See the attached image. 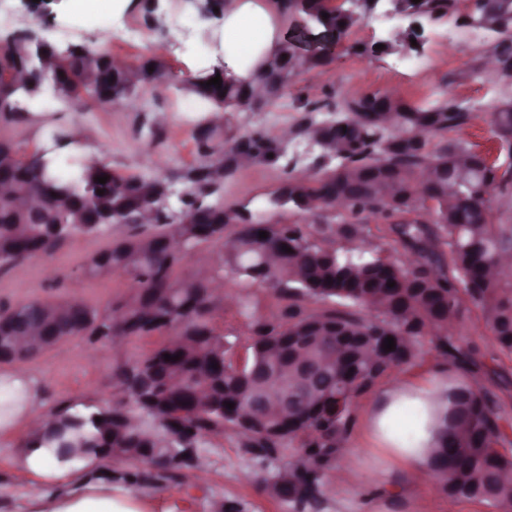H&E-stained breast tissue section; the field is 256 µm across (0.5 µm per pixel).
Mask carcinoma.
I'll use <instances>...</instances> for the list:
<instances>
[{
	"instance_id": "cac0c4a2",
	"label": "carcinoma",
	"mask_w": 512,
	"mask_h": 512,
	"mask_svg": "<svg viewBox=\"0 0 512 512\" xmlns=\"http://www.w3.org/2000/svg\"><path fill=\"white\" fill-rule=\"evenodd\" d=\"M458 0H420L425 16L439 19L455 13ZM504 10H480L477 18L493 28L498 36L493 55L512 63V0H504ZM285 10L297 8L317 19L328 14L326 22L341 37L357 25L344 5L332 0H284ZM25 40L29 56L12 52L0 55V112L26 111L25 100L32 99L48 86L54 96L66 102L102 101L91 88L89 71H95L115 90L111 101H125L140 88L165 77V63L154 55L136 66L139 78L128 81L112 72L104 54L93 46H69L29 39V32L15 31L6 42ZM321 58L301 60L281 70L273 81L264 82L263 105L279 96L288 79L299 67L314 68ZM19 68L30 79L21 85L13 75ZM209 70L195 76L186 87L212 105L218 114L254 108L241 97L249 82L224 81L221 88L206 87L216 77ZM381 112H364L371 105L365 94L346 104L342 117L319 122L312 120L300 134L308 137L313 129L325 135L321 150L338 160L336 167L323 175L287 179L291 190L288 203L305 213L325 211L340 195H347L346 213L335 224H266L263 218L248 214L245 224L231 240L227 256L212 267L216 275L231 279L243 289L238 302L249 312L246 289L266 285L291 300L279 315L251 321L250 355L242 362L228 356L230 343L214 332L215 308L207 303L203 285L189 274L179 280L173 272L184 267L201 242L224 243L230 214L241 209L208 201L219 186L211 178L220 166L224 176L255 163L278 161L282 143L260 132L246 137L245 160L237 157L233 143L219 156L205 141L200 143L205 161L194 169V189L182 205L193 201L215 213H224L220 224H185L167 213L162 216L165 231L114 242L99 252L85 268L90 279L120 274L130 281L131 293L125 301L130 325L112 320V307L103 310L87 305L52 306L41 300L15 307L13 318L35 316L65 329V337L87 336L90 342L115 343L124 339L169 331L184 332V347L178 352L162 344L149 353L128 361L119 378L125 399L107 409L88 410L76 403L61 405L44 419L41 429L27 435L24 448H48L62 462L75 458H95L128 466L121 477L132 485L158 483L173 477L186 480L198 467V452L185 453V447L169 439L166 415L193 404L197 390L215 392L210 405L188 418L194 448L224 430H237L236 418L224 414V389L237 387L241 406H250L252 392L269 388V380L283 366L274 351L280 341L304 334L306 328L321 325L331 331L320 337H307L310 359L319 362L331 354L368 343L370 334L381 328L395 332L394 350L385 359L371 363L353 356V371L338 368L323 377L325 385L336 391L342 402L336 421L325 425L318 416H308L294 432L266 436L257 432L240 436L243 453L263 467L258 476L272 494L291 505L293 512L315 509L325 500L330 477L344 455V442L353 421L355 405L374 391L392 372L414 363L420 340H428L447 367L465 378L454 384L451 407L444 416V429L436 448L431 450L430 467L439 489L451 498L465 499L492 507V501L512 503V486L499 488L490 482L495 469L512 472V420L501 410L496 395L481 380L496 375L494 367L476 356L475 348L459 343L455 334L437 324L440 316L461 321L469 307L477 309L499 350L512 356V274L499 278H478L482 266L492 263L503 251L512 248V222L503 220L512 207V164L507 168L491 162L463 141H449L429 148L427 136L464 124L467 109L453 99L427 105H412L399 98L382 100ZM512 128V103L505 102L494 112L493 129ZM71 169L61 173L54 158L45 155L29 161L14 158L6 173L34 187L52 185L50 197L56 224L26 225V234L16 233L19 216L10 203L0 198V267L22 259L50 254L76 234L99 235L108 224L123 216L129 194H139L146 203L153 198L161 179L112 175L100 184V171L84 163V157L71 159ZM103 194H98V191ZM364 214L394 219L391 232L395 242L421 259V268L410 269L387 258L366 255L354 246L363 236ZM413 214L399 220L395 215ZM267 238H259V232ZM291 251L282 250V246ZM395 286L389 287L387 283ZM331 302L341 308L310 311L306 301ZM366 310L372 318L359 312ZM179 356L167 361L164 355ZM176 366L185 376L184 389L149 405L138 396L145 376L157 365ZM101 421H96V418Z\"/></svg>"
}]
</instances>
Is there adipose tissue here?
<instances>
[{
	"label": "adipose tissue",
	"mask_w": 512,
	"mask_h": 512,
	"mask_svg": "<svg viewBox=\"0 0 512 512\" xmlns=\"http://www.w3.org/2000/svg\"><path fill=\"white\" fill-rule=\"evenodd\" d=\"M278 15L271 0H230L223 17V53L218 60L227 77L247 79L279 54ZM448 379L415 376L379 389L367 423L371 438L398 470L430 474V451L440 437L449 404ZM34 512H131L115 502L111 487L86 486L64 499L35 502Z\"/></svg>",
	"instance_id": "ef3b65f1"
}]
</instances>
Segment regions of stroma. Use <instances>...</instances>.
I'll return each mask as SVG.
<instances>
[{"mask_svg":"<svg viewBox=\"0 0 512 512\" xmlns=\"http://www.w3.org/2000/svg\"><path fill=\"white\" fill-rule=\"evenodd\" d=\"M408 24L407 18L388 16L379 9L365 14L361 25L336 41L322 27L305 24L299 16L292 14L281 21L282 40L293 42L300 55L330 42L335 43L336 50L323 57L320 66L297 70L277 99L253 111L225 113L212 137L215 149L253 132L277 140L287 130L291 137L277 162L237 170L216 192V199L254 211L266 210L268 221L275 224L332 222V214L303 213L288 206L273 208L269 201L288 175L322 173L336 165L313 144H307L306 155L295 152L299 144H306L299 128L310 119L326 118L325 113H312V105L344 104L374 92H391L409 103L454 98L467 108L468 121L433 134L430 145L461 140L499 165L512 164V156L492 132L496 107L512 100V78L489 70L496 35L486 31L480 41H473L475 24L458 13L425 21L424 40L418 49L377 56L355 52V44H373ZM20 29L34 30L62 48L88 44L132 63L162 54L166 78L146 85L130 100L93 102L78 112L69 103L53 99L47 89L44 103L30 105L27 112L18 115L0 114V139L17 144L21 157L28 158L50 146L51 130L78 135L93 128L96 135L81 145V152L98 155L118 175L161 178L172 190L171 209H179L181 195L191 188L187 176L202 160L197 137L211 117L209 104L184 90L183 85L208 68L212 56L221 50L220 26L202 22L190 0H123L119 9L107 7L94 13L77 12L73 0H51L42 6L0 0V39ZM129 29L141 31V38L121 40L120 32ZM150 127L155 128L156 137H146ZM154 231L151 225L116 224L98 236H73L52 256L37 255L0 269V311L34 299H77L100 308L124 302L130 292L125 276L92 280L86 276L85 267L113 242ZM224 292L227 300L223 310L215 313L213 323L231 343L232 357L241 359L251 343V317L278 315L289 300L265 286H253L252 314L247 317L237 304V286L225 283ZM457 334L462 343L474 345L478 355L496 354V368L508 381L499 395L505 411L512 415V357L498 353L478 312L463 320ZM165 339L162 333L132 337L116 349L109 343H89L84 336L71 337L35 358L0 364V375H26L37 389L39 410L44 415L67 401L105 408L123 396L116 378L123 364L154 350ZM364 406V401H357L344 444L353 471L344 479L332 476L336 489L323 502L321 512H487L480 504L448 497L432 478L415 481L392 469L364 433ZM25 433L24 423L19 422L0 435V512H31L36 500L65 496L73 490L69 484L37 480L22 469ZM203 454L205 472L186 482L132 488L111 480L112 466L106 462L93 468L91 479L96 484H111L115 500L140 512H221L227 500L236 502L241 512H287L277 496L257 484L258 467L242 452L233 431L205 444Z\"/></svg>","mask_w":512,"mask_h":512,"instance_id":"35a3bbf8","label":"stroma"}]
</instances>
